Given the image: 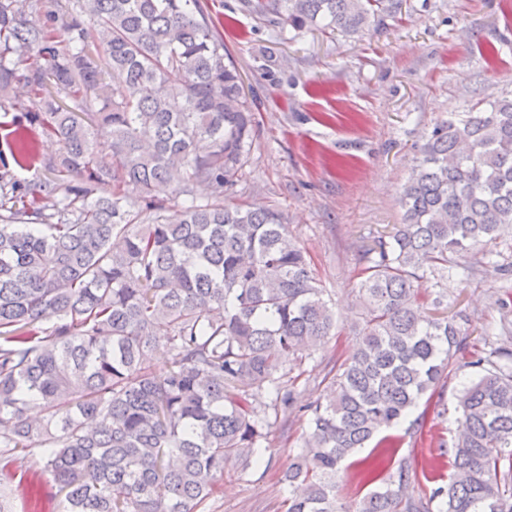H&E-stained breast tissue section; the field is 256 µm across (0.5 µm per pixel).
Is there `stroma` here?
<instances>
[{
  "label": "stroma",
  "mask_w": 512,
  "mask_h": 512,
  "mask_svg": "<svg viewBox=\"0 0 512 512\" xmlns=\"http://www.w3.org/2000/svg\"><path fill=\"white\" fill-rule=\"evenodd\" d=\"M224 39L256 125L244 175L229 199L260 203L282 213L292 237L309 252L338 317L335 336L305 363L283 371L294 392L287 428H274L264 466L225 478L206 512H287L280 476L307 428L301 407L324 399V367L353 351L360 308L355 301L362 251L400 221L399 191L416 147L451 113L512 98V0H403L400 14L360 36L281 29L275 14L250 11L245 0H200ZM38 158L15 168L24 182L51 178L49 161L60 144L29 126ZM500 250L499 271L467 259L473 275L448 287V315L466 317L475 347L500 319L499 301L512 287V235ZM468 369H453L434 397L399 425L398 460L426 469L439 442L456 433L459 391ZM9 489L0 512H62L61 497L35 452L17 454L0 473Z\"/></svg>",
  "instance_id": "obj_1"
}]
</instances>
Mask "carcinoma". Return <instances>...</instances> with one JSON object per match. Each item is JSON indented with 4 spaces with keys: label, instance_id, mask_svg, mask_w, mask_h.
I'll return each mask as SVG.
<instances>
[{
    "label": "carcinoma",
    "instance_id": "carcinoma-1",
    "mask_svg": "<svg viewBox=\"0 0 512 512\" xmlns=\"http://www.w3.org/2000/svg\"><path fill=\"white\" fill-rule=\"evenodd\" d=\"M402 2L248 7L298 33L357 35ZM42 13L43 0H0V109L23 83L24 119L63 149L51 180L21 182L0 165V457L38 450L63 512H203L224 476L260 463L288 415L280 358H310L336 313L279 211L224 203L251 151L253 113L199 0H76L62 34ZM50 83L74 107L57 105ZM97 99L111 105L88 111ZM99 137L112 140L109 162L94 156ZM418 154L402 222L361 256L356 348L326 365L325 402L303 408L288 512H512V349L486 337L471 352L461 317L429 312L472 273L459 257L477 251L502 269L512 99L436 124ZM198 184L210 188L204 200ZM160 340L172 354L162 376L149 358ZM467 353L475 376L458 398V436L426 475L436 481L447 464L448 484L408 493L412 475L389 470L398 446L385 436L381 454L359 461L374 489L347 503L345 462Z\"/></svg>",
    "mask_w": 512,
    "mask_h": 512
}]
</instances>
